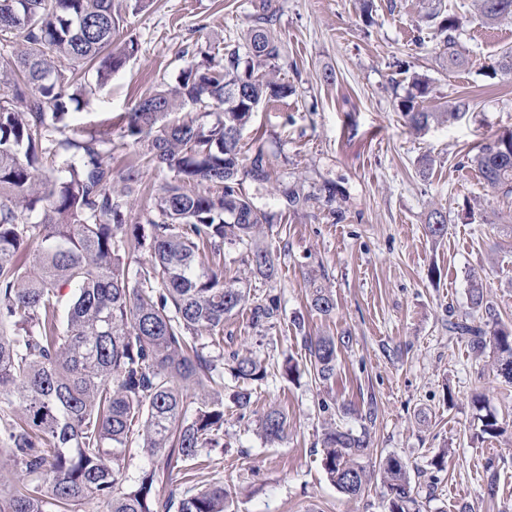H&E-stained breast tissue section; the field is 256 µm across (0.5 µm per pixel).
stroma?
<instances>
[{"label":"stroma","mask_w":512,"mask_h":512,"mask_svg":"<svg viewBox=\"0 0 512 512\" xmlns=\"http://www.w3.org/2000/svg\"><path fill=\"white\" fill-rule=\"evenodd\" d=\"M258 0H146L127 12L118 41L138 49L90 107L73 112L68 136L111 126L117 164H138L140 150L123 144L119 118L159 85H176L182 71L209 54L224 64V48L244 44L254 29ZM461 19L459 41L470 64L447 71L426 13L431 0H272V37L287 97L263 103L241 132L244 149L263 146L269 183L245 181L255 204L286 225L287 248L270 283L239 263L233 246L224 260L233 276L260 298L281 300L275 327L254 329L247 312L224 321V349L252 353L267 367L254 383L252 406L239 415L224 407V445L202 452L188 483L159 478L161 496L223 481L233 512H386L389 490L381 463L399 457L418 487L421 512H512V385L476 360L465 337L448 331L449 317L468 310V278L485 279L503 321H512V199L492 194L467 156L485 141L512 131V79L489 69L512 47V22L479 23L473 0H444ZM428 80L427 106L472 98L465 116L413 130L398 109L413 76ZM429 157L428 171L420 160ZM300 186L310 200L289 210L283 188ZM448 220V235L432 242L431 209ZM311 272L336 301L331 318L309 311ZM304 313L311 334L344 337L331 386L280 376L286 358L305 350L290 324ZM481 392L508 423L499 437L481 434L472 403ZM351 403L343 426L367 427L362 463L371 481L350 499L327 480L320 439L322 401ZM288 413L285 438L273 445L257 435L270 408ZM447 451L443 471L431 460Z\"/></svg>","instance_id":"obj_1"}]
</instances>
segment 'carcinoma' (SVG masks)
<instances>
[{
  "instance_id": "cac0c4a2",
  "label": "carcinoma",
  "mask_w": 512,
  "mask_h": 512,
  "mask_svg": "<svg viewBox=\"0 0 512 512\" xmlns=\"http://www.w3.org/2000/svg\"><path fill=\"white\" fill-rule=\"evenodd\" d=\"M489 28L512 21V0H476ZM258 26L246 43L224 50L217 69L204 58L183 70L177 86L161 87L121 117L145 164L167 167L176 183L150 197L154 216L126 223L139 196L141 165H113L112 131L66 135L69 110L88 105L137 51L116 44L122 21L117 0H0L6 41L21 48L17 63L0 71V452L28 479L0 494V512H81L90 502L103 512H229L221 481L180 499L161 497L156 470L129 475L126 454L136 445L163 461L167 478L187 481L204 448L224 447V370L243 387L231 402L240 414L251 406L249 386L265 378L262 362L233 351L213 354L224 342V319L248 302L236 277L227 276L224 247L241 249L240 260L270 282L282 253L260 239L272 214L242 192L245 177L269 179L263 148L248 156L233 121L246 125L260 104L288 95L275 80L278 43L266 32L275 10L256 5ZM448 71L469 64L458 40L459 17L438 2L428 13ZM72 62L66 75L55 60ZM414 93L401 101L410 127L460 119L472 100L442 109L425 106L427 80L413 77ZM187 103L204 108L194 117L167 120ZM209 107L220 109L215 121ZM484 184L512 198V140L481 145L470 158ZM206 184L196 191L190 185ZM40 210L28 223L21 210ZM448 232L443 212L433 209L426 233L437 242ZM146 250L149 263L131 265L130 254ZM68 300L64 317L59 306ZM250 303V302H248ZM310 308L328 318L336 308L331 291L318 286ZM281 319L280 300L250 303L254 328ZM302 333L306 363L289 358L282 376L304 375L327 385L336 375L338 343L329 334ZM448 330L468 338L472 354L492 359L512 384V325L502 322L481 277L471 274L468 312L448 321ZM287 415L268 411L260 420L267 443L284 437ZM504 427L489 411L482 432ZM370 444L366 427L354 431L335 422L323 433L322 465L331 484L349 498L370 482L361 457ZM383 479L388 512H417V492L402 461L389 456Z\"/></svg>"
}]
</instances>
